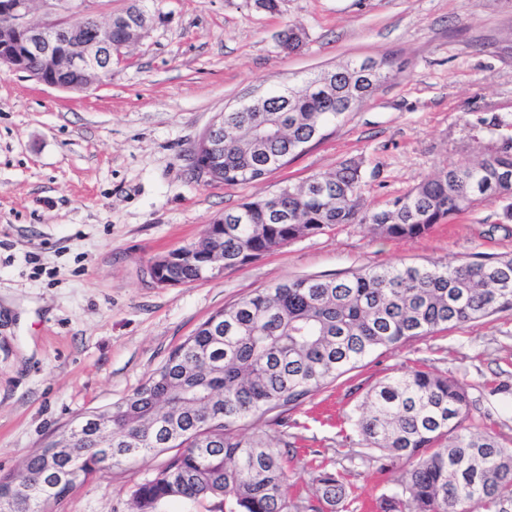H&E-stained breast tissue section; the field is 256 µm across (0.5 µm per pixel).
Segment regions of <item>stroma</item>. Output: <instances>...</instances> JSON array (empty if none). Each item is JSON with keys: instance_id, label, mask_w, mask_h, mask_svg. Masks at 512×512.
Wrapping results in <instances>:
<instances>
[{"instance_id": "obj_1", "label": "stroma", "mask_w": 512, "mask_h": 512, "mask_svg": "<svg viewBox=\"0 0 512 512\" xmlns=\"http://www.w3.org/2000/svg\"><path fill=\"white\" fill-rule=\"evenodd\" d=\"M129 62L83 93L0 65V476L77 416L121 401L214 312L288 280L365 267L512 257V223L481 204L417 238L341 224L206 281L160 287L150 262L198 243L224 211L360 162L375 207L443 166L512 136V0H152ZM303 30L284 53L280 35ZM394 56L392 76L328 136L260 181L198 176L195 147L227 109L344 62ZM423 365L463 383L489 432L512 446V311L381 349L269 424L288 439L289 482L314 466L348 474L349 512H372L402 464L378 459L354 426L367 391ZM164 455L98 471L48 512H135Z\"/></svg>"}]
</instances>
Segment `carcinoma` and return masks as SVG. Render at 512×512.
<instances>
[{
	"mask_svg": "<svg viewBox=\"0 0 512 512\" xmlns=\"http://www.w3.org/2000/svg\"><path fill=\"white\" fill-rule=\"evenodd\" d=\"M392 71L387 56L349 62L337 68L332 91L308 80L293 96L273 92L269 112L224 113L216 163L224 182L257 181L288 163L328 124L369 100ZM483 202L501 203L502 220L512 221V137L489 157L450 164L378 210L365 204L360 163L347 160L288 186L276 209L265 197L224 212L222 223L209 225L192 246L195 264L166 266L160 277L195 282L214 255L234 270L339 224L418 237ZM510 310L512 257L506 256L278 283L202 322L145 383L112 405V417L76 443L85 457L53 464L51 439L0 481L28 489L14 512H44L59 500L47 496L45 483L57 466L89 476L175 448L135 490L139 512H153L169 498H214L224 512H343L351 485L342 474L317 465V494L298 503L288 495V457L263 431L241 438L235 426L287 412L379 349ZM367 403L357 418L366 446L406 466L401 490L376 500L380 512H512V447L482 428L462 384L417 368L377 383Z\"/></svg>",
	"mask_w": 512,
	"mask_h": 512,
	"instance_id": "1",
	"label": "carcinoma"
}]
</instances>
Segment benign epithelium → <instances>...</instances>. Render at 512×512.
Listing matches in <instances>:
<instances>
[{
	"label": "benign epithelium",
	"mask_w": 512,
	"mask_h": 512,
	"mask_svg": "<svg viewBox=\"0 0 512 512\" xmlns=\"http://www.w3.org/2000/svg\"><path fill=\"white\" fill-rule=\"evenodd\" d=\"M42 16L32 17L35 3ZM92 0H0V60L11 70L37 82L69 92H84L112 77V67L128 61L130 47L140 43L152 25L147 0H139L140 10L120 13L124 40L112 42L115 16L98 18ZM224 139V116L206 129L193 156L195 169L212 178L207 156ZM192 251H173L151 261L149 269L174 263L192 264Z\"/></svg>",
	"instance_id": "7a95c632"
}]
</instances>
